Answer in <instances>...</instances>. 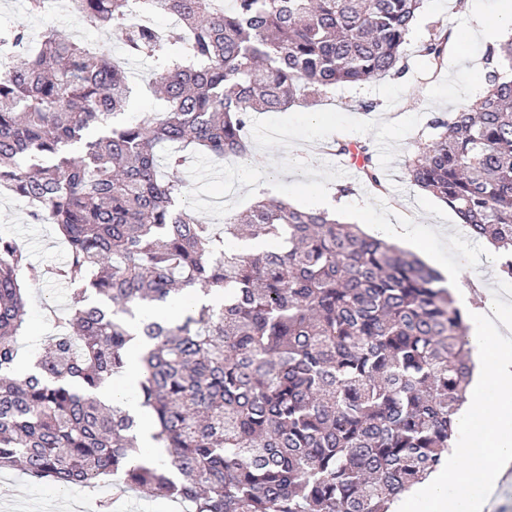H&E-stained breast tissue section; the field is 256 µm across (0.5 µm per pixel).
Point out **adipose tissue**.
Here are the masks:
<instances>
[{
  "instance_id": "obj_1",
  "label": "adipose tissue",
  "mask_w": 512,
  "mask_h": 512,
  "mask_svg": "<svg viewBox=\"0 0 512 512\" xmlns=\"http://www.w3.org/2000/svg\"><path fill=\"white\" fill-rule=\"evenodd\" d=\"M463 14L469 19V31L486 43L495 45L512 35V0H505L502 21L491 26L485 21L481 0H461ZM380 237L415 249H428L440 273L460 303L472 317L469 346L477 365L473 382L457 416L455 429L460 438L454 441L447 462L425 482L427 512H486L491 493L512 467V347L503 337L512 329V314L500 307L491 291H483L472 300L462 285L476 264L471 252L460 250L455 265L442 264L438 244L456 243L452 228L425 224L415 219H397L396 223L373 225ZM136 377L125 374L98 390L100 399L118 400L138 422L141 444L152 447L154 421L134 393Z\"/></svg>"
}]
</instances>
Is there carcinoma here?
Masks as SVG:
<instances>
[{
	"label": "carcinoma",
	"instance_id": "carcinoma-1",
	"mask_svg": "<svg viewBox=\"0 0 512 512\" xmlns=\"http://www.w3.org/2000/svg\"><path fill=\"white\" fill-rule=\"evenodd\" d=\"M153 62L165 103L116 125L129 75L104 46L53 29L0 30V188L52 224L69 292L44 348L21 364L28 259L0 235V471L62 486L109 483L192 512H389L444 463L472 367L462 310L433 268L325 211L255 203L206 224L177 144L216 160L248 154L255 113L316 102L338 85L400 77L421 0H155L178 22L123 28L135 0H74ZM446 39L423 52L443 57ZM488 92L435 116L411 180L475 240L512 248V39L487 50ZM85 143L78 157L66 154ZM338 150L382 186L367 148ZM264 237L254 254L226 241ZM215 301L169 322L139 317L185 290ZM163 460L135 418L92 391L128 368Z\"/></svg>",
	"mask_w": 512,
	"mask_h": 512
}]
</instances>
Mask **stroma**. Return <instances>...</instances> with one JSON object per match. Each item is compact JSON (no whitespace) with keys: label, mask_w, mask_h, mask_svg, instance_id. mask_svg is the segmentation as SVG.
I'll list each match as a JSON object with an SVG mask.
<instances>
[{"label":"stroma","mask_w":512,"mask_h":512,"mask_svg":"<svg viewBox=\"0 0 512 512\" xmlns=\"http://www.w3.org/2000/svg\"><path fill=\"white\" fill-rule=\"evenodd\" d=\"M25 24L32 33L50 27L87 43H109L114 55L122 45L110 34L91 27L80 16L54 7L48 15L31 13L28 0H0V27ZM457 0H422L417 18L404 46V77H385L364 85L339 86L313 105L256 113L250 131V149L268 158L250 180H242V159L228 158L216 165L191 162L185 170L193 215L201 221L220 223L224 212L248 209L254 189L265 185L270 195H294L310 200L323 188H347L346 203L363 224H375L389 216L404 214L427 224H456V215L432 194L415 187L407 160L428 143L434 114H451L462 106L473 84L475 69L484 64L483 42L465 38L456 55L434 67L421 47L435 34L467 29ZM364 142L373 151V162L383 178L384 189L374 192L362 179L357 165L342 163L326 154L332 140ZM24 199L0 194V233L17 240L28 256V306L25 332L20 344L25 352L39 351L54 328L43 306L68 308L64 285L47 274L60 264L66 250L52 225L33 224ZM103 488L63 487L38 481L17 470L0 472V512H74L78 503H88L87 512H99Z\"/></svg>","instance_id":"35a3bbf8"}]
</instances>
